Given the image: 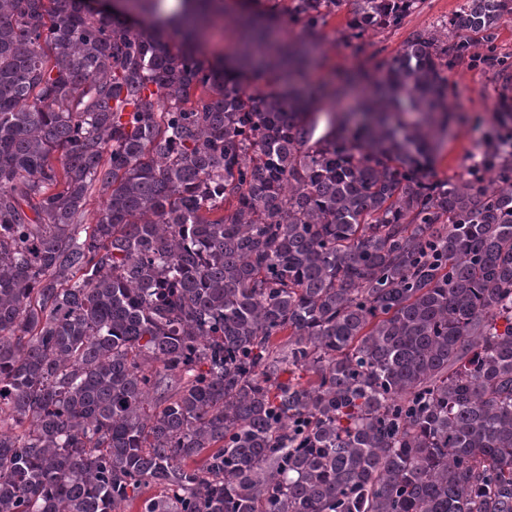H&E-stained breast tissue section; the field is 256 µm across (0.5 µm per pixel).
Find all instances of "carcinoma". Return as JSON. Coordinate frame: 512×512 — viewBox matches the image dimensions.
I'll list each match as a JSON object with an SVG mask.
<instances>
[{"instance_id": "carcinoma-1", "label": "carcinoma", "mask_w": 512, "mask_h": 512, "mask_svg": "<svg viewBox=\"0 0 512 512\" xmlns=\"http://www.w3.org/2000/svg\"><path fill=\"white\" fill-rule=\"evenodd\" d=\"M129 2L0 0V512H512V112L428 180L445 72L512 67V0H461L353 112L277 19L351 42L422 0H252L260 93L200 58L219 0L178 42Z\"/></svg>"}]
</instances>
